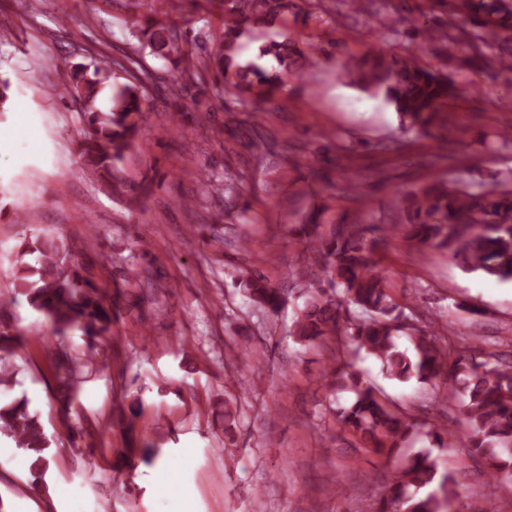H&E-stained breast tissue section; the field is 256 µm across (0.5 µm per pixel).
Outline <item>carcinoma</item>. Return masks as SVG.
Returning a JSON list of instances; mask_svg holds the SVG:
<instances>
[{
  "label": "carcinoma",
  "instance_id": "1",
  "mask_svg": "<svg viewBox=\"0 0 512 512\" xmlns=\"http://www.w3.org/2000/svg\"><path fill=\"white\" fill-rule=\"evenodd\" d=\"M291 0H218L224 17V41L201 55L189 31L153 15L154 9L124 20L132 38L128 50L112 64L89 65L63 59L59 68L69 76L66 94L79 103L84 133L77 142L82 170L88 176H113L116 164L140 132L143 112L149 105L153 74L144 65V53L172 64V83H211L216 96L229 91L244 105L273 99L297 70L303 50L292 40L272 41L260 49L258 60L241 62V39L249 25L273 20L288 10ZM466 14L477 27L470 33L451 21L440 25L428 15L398 18L410 25L422 42L438 41L452 52L457 43L489 44L497 32L512 30V0H455L451 15ZM125 73L116 85L108 107L98 105L102 90L115 71ZM345 75L363 90L381 96L408 130L429 134L441 125V113L459 89L446 74L420 64L415 54L386 58L368 49ZM408 235L429 250H444L471 272L500 280L512 279V188L496 186L473 190L466 184L450 187L442 180L402 195ZM320 256L322 271L333 285V295L308 296L294 326V339L309 344L335 336L365 351L382 371L400 382L412 379L441 385L453 394L462 389V407L469 423L468 447L483 458L490 490L485 512H494L495 489L512 481V360L497 351L478 349V355H458L448 361V348L434 333L405 323L403 308L387 293L375 260L378 241L365 235L359 224L324 242L309 239ZM15 276L26 282L29 305L57 336L78 333L91 340L111 332L117 303L106 305L107 296L84 278L58 238L45 234L17 253ZM249 299L276 312L282 305L277 289L264 277L240 280ZM52 359L59 381L71 402V381L83 368L94 364L72 358L60 349ZM332 390H348L354 398L337 416L359 437L363 447L376 452L400 447L414 428L413 418L383 392L363 380L343 354L323 375ZM0 434L15 440L36 455L35 474H40L42 453L49 442L38 419L27 412L24 399L0 404ZM140 454L153 463L161 450L149 444L120 452ZM460 504L453 478L439 474L436 460L419 452L402 467L378 499L373 512H451Z\"/></svg>",
  "mask_w": 512,
  "mask_h": 512
}]
</instances>
